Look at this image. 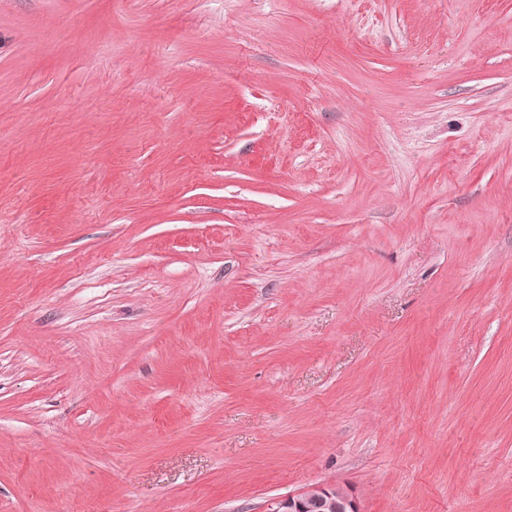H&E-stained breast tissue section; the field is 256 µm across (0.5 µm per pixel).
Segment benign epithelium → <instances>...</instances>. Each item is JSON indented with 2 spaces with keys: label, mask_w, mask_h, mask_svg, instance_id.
Segmentation results:
<instances>
[{
  "label": "benign epithelium",
  "mask_w": 512,
  "mask_h": 512,
  "mask_svg": "<svg viewBox=\"0 0 512 512\" xmlns=\"http://www.w3.org/2000/svg\"><path fill=\"white\" fill-rule=\"evenodd\" d=\"M270 512H362L359 498L347 485L313 483L297 492L279 497Z\"/></svg>",
  "instance_id": "1"
}]
</instances>
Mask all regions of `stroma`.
I'll list each match as a JSON object with an SVG mask.
<instances>
[{"label": "stroma", "mask_w": 512, "mask_h": 512, "mask_svg": "<svg viewBox=\"0 0 512 512\" xmlns=\"http://www.w3.org/2000/svg\"><path fill=\"white\" fill-rule=\"evenodd\" d=\"M512 512V0H0V512ZM270 512H362L359 498L347 485L331 482L309 484L279 497Z\"/></svg>", "instance_id": "stroma-1"}]
</instances>
